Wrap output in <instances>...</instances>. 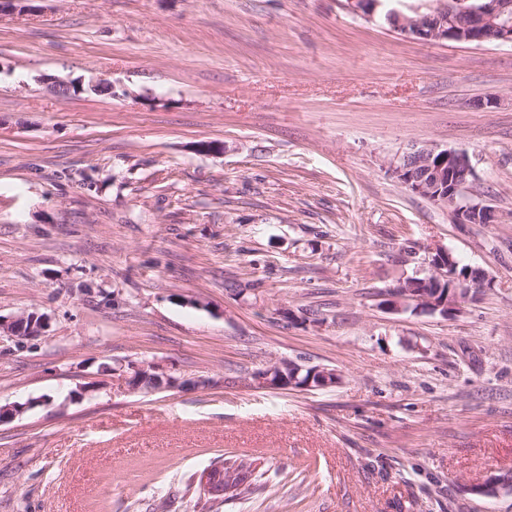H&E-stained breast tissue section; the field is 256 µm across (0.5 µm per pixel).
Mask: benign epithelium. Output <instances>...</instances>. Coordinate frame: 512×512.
<instances>
[{
  "mask_svg": "<svg viewBox=\"0 0 512 512\" xmlns=\"http://www.w3.org/2000/svg\"><path fill=\"white\" fill-rule=\"evenodd\" d=\"M348 9L371 21H380L408 38L419 42L456 41L482 44L486 42L512 44V0H448L439 10L424 15L420 8L407 10L385 7L386 0H346ZM389 170L410 191L451 210L458 224H497L502 219L498 208L486 200H475L468 192V183L475 175L474 157L468 152L442 149L436 144H414L402 155L389 162ZM485 282L473 283L455 291L451 304L445 305L443 316L460 311L459 303L471 290L481 291ZM412 301L415 307L430 314L438 313V306L421 288L398 286L395 299L388 301L394 310L402 303ZM46 317H4L0 315V334L17 343H27L46 336ZM305 366L294 360L281 361L252 375L247 385L257 384L272 389L327 388L336 385L340 377L336 370L326 367L311 368L317 380L299 378ZM103 371L119 375L134 394L159 391H181L187 387H206L215 381L206 376L186 378L159 362L129 363L117 367L106 366ZM248 467L224 465L206 468L196 477L203 495L221 498L238 487L246 485L242 476Z\"/></svg>",
  "mask_w": 512,
  "mask_h": 512,
  "instance_id": "7a95c632",
  "label": "benign epithelium"
}]
</instances>
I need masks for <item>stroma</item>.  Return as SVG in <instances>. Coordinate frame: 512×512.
<instances>
[{
	"label": "stroma",
	"mask_w": 512,
	"mask_h": 512,
	"mask_svg": "<svg viewBox=\"0 0 512 512\" xmlns=\"http://www.w3.org/2000/svg\"><path fill=\"white\" fill-rule=\"evenodd\" d=\"M106 78L67 99L46 82ZM484 108H476V101ZM201 141L217 153L197 151ZM473 155L458 224L388 163ZM490 290L388 310L431 249ZM0 512H188L231 453L283 488L226 512H512V46L424 44L345 0H34L0 15ZM291 359L308 391L245 381ZM211 387L129 393L116 362ZM37 315L28 318L27 316L4 317L0 315V334H5L15 340L18 344L27 343L46 336L48 327L46 317L37 321Z\"/></svg>",
	"instance_id": "1"
}]
</instances>
